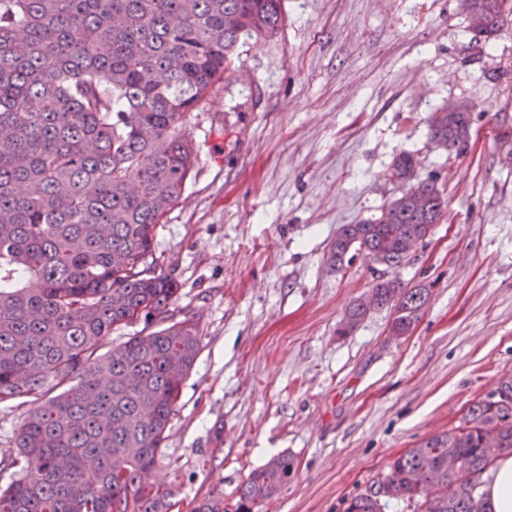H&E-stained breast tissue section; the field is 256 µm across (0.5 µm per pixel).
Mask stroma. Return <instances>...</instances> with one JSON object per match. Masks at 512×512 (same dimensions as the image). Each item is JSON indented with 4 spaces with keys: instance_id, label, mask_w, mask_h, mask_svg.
Segmentation results:
<instances>
[{
    "instance_id": "35a3bbf8",
    "label": "stroma",
    "mask_w": 512,
    "mask_h": 512,
    "mask_svg": "<svg viewBox=\"0 0 512 512\" xmlns=\"http://www.w3.org/2000/svg\"><path fill=\"white\" fill-rule=\"evenodd\" d=\"M272 37L241 41L188 132L197 162L157 225L178 283L169 310L202 348L181 388L155 479L194 512L272 456L296 476L255 512H344L392 459L462 424L512 377V22L475 39L458 0H284ZM474 105L468 147L430 138L448 99ZM411 152L448 206L398 270L430 291L408 334L390 309L337 327L382 269L329 262L341 225L399 195Z\"/></svg>"
}]
</instances>
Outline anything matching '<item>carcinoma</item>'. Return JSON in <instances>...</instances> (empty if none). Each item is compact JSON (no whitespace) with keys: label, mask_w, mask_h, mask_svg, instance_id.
Returning <instances> with one entry per match:
<instances>
[{"label":"carcinoma","mask_w":512,"mask_h":512,"mask_svg":"<svg viewBox=\"0 0 512 512\" xmlns=\"http://www.w3.org/2000/svg\"><path fill=\"white\" fill-rule=\"evenodd\" d=\"M474 35L488 41L512 0H475ZM283 0H0V403L30 404L16 450L0 464V512H172L175 492L142 475L162 459L180 390L201 351L193 318L172 321L178 285L158 269L154 233L178 204L197 160L187 124L231 70L243 38L273 36ZM471 115L437 109L430 137L467 146ZM400 154L391 170L411 180ZM425 205L411 204L409 191ZM447 207L436 180L408 184L379 214L339 228L330 262L349 253L396 270L401 237L426 238ZM390 334L410 331L429 290L380 276ZM367 312L350 305L337 333ZM140 333L102 350L126 326ZM492 406L396 457L345 512H487L478 485L429 500L448 459L474 474L496 431L512 454V381ZM282 453L238 488L236 512L271 498L296 474Z\"/></svg>","instance_id":"cac0c4a2"}]
</instances>
